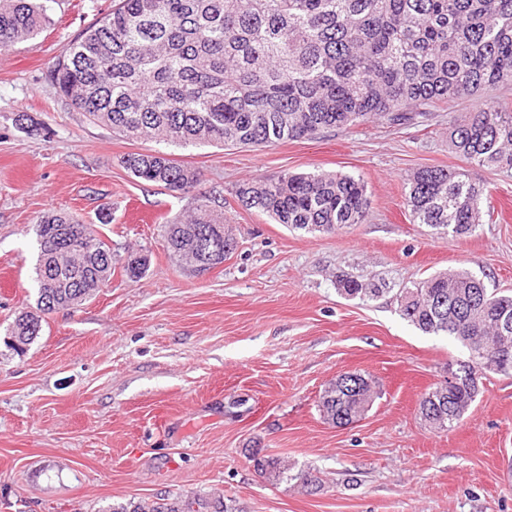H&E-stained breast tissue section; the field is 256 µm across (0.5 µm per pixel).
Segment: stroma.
Returning <instances> with one entry per match:
<instances>
[{"mask_svg": "<svg viewBox=\"0 0 512 512\" xmlns=\"http://www.w3.org/2000/svg\"><path fill=\"white\" fill-rule=\"evenodd\" d=\"M112 0H52L45 29L0 50V512H110L176 494H221L244 512H512V376L486 373L453 429L420 420L425 392L467 360L458 342L403 319L402 289L465 270L512 290V171L466 162L448 147L450 112L403 125L328 129L269 147L130 141L89 121L47 74ZM161 151L204 175L201 192L237 242L197 276L163 247L175 197L133 177L130 152ZM464 170L491 218L467 238L413 222L408 175ZM361 178L365 223L304 234L246 209L235 191L284 172ZM67 212L112 248V276L79 306L45 318L25 351L7 328L34 309L42 216ZM147 265L141 278L124 267ZM383 282L347 297L337 275ZM373 377L379 396L357 423L324 419L336 375ZM314 468L320 486L275 483L252 454Z\"/></svg>", "mask_w": 512, "mask_h": 512, "instance_id": "1", "label": "stroma"}]
</instances>
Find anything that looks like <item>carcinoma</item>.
<instances>
[{
    "mask_svg": "<svg viewBox=\"0 0 512 512\" xmlns=\"http://www.w3.org/2000/svg\"><path fill=\"white\" fill-rule=\"evenodd\" d=\"M42 0H0V49L44 28ZM48 80L60 95L127 139L149 136L167 145L270 146L312 138L326 129L373 119L411 121L463 97L471 112L454 114L448 142L470 163L512 170V106L491 92L512 84V0H113L58 59ZM134 177L176 195L199 190L204 174L159 151L130 153ZM484 188L444 167L415 171L405 204L414 221L443 238L473 235L484 223ZM248 210L294 231L335 234L366 221L364 182L343 174H281L240 185ZM65 213L41 218L36 235V311L8 332L31 344L47 314L87 300L112 275V251ZM167 253L198 275L224 262L236 241L224 213L198 205L165 225ZM349 297L384 289L352 277L339 280ZM400 315L422 332L451 336L481 367L496 356L512 374V292L486 287L465 271L436 273L400 291ZM375 383L346 392L330 384L320 404L325 419L356 420L373 403ZM478 395L475 382L440 384L421 399L434 413L425 426L449 431ZM254 470L303 487L319 484L308 470L291 473L278 457H252ZM112 512H244L216 494L176 495L118 504Z\"/></svg>",
    "mask_w": 512,
    "mask_h": 512,
    "instance_id": "carcinoma-1",
    "label": "carcinoma"
}]
</instances>
